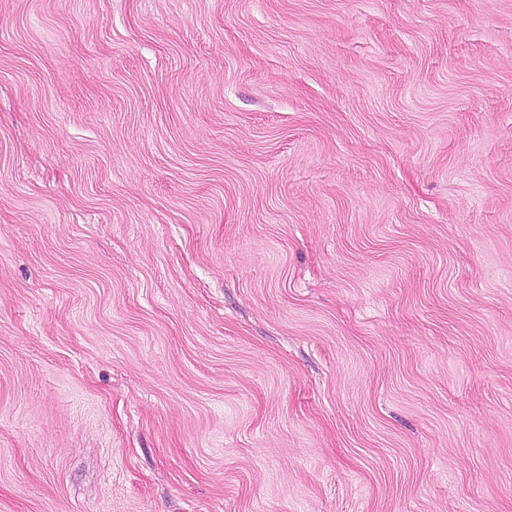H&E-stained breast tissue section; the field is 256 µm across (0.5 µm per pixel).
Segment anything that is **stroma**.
Here are the masks:
<instances>
[{"instance_id": "stroma-1", "label": "stroma", "mask_w": 512, "mask_h": 512, "mask_svg": "<svg viewBox=\"0 0 512 512\" xmlns=\"http://www.w3.org/2000/svg\"><path fill=\"white\" fill-rule=\"evenodd\" d=\"M0 512H512V0H0Z\"/></svg>"}]
</instances>
